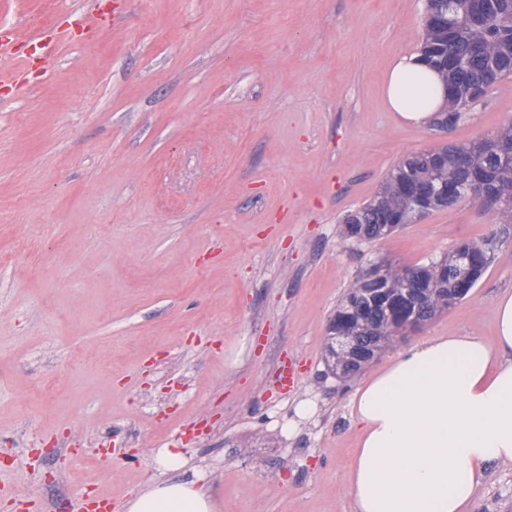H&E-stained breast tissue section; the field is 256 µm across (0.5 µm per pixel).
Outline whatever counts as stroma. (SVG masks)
<instances>
[{"instance_id": "1", "label": "stroma", "mask_w": 512, "mask_h": 512, "mask_svg": "<svg viewBox=\"0 0 512 512\" xmlns=\"http://www.w3.org/2000/svg\"><path fill=\"white\" fill-rule=\"evenodd\" d=\"M45 0L0 25L49 34ZM54 70L0 88V483L59 512L124 501L178 448L217 512H352L358 377L332 373L330 316L371 260L440 258L490 235L485 274L364 369L433 336L495 337L512 224L463 202L371 242L342 217L403 158L494 136L512 76L448 129L398 120L383 86L419 48L424 0H98ZM307 361L276 387L282 360ZM320 411L296 434L298 400ZM472 512H512V466ZM116 503L110 496L93 493L89 490L83 494L77 502L79 512H112L115 511Z\"/></svg>"}]
</instances>
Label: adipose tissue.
Segmentation results:
<instances>
[{"mask_svg":"<svg viewBox=\"0 0 512 512\" xmlns=\"http://www.w3.org/2000/svg\"><path fill=\"white\" fill-rule=\"evenodd\" d=\"M447 90L421 52L385 80L388 111L429 121ZM497 336H434L399 352L352 395L358 446L346 475L353 512H469L490 470L512 465V292L496 302ZM194 480H151L123 512H215Z\"/></svg>","mask_w":512,"mask_h":512,"instance_id":"obj_1","label":"adipose tissue"}]
</instances>
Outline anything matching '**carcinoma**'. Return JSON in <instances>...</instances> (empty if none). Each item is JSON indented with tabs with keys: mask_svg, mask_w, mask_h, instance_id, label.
<instances>
[{
	"mask_svg": "<svg viewBox=\"0 0 512 512\" xmlns=\"http://www.w3.org/2000/svg\"><path fill=\"white\" fill-rule=\"evenodd\" d=\"M469 0H426L421 50L448 85L439 129L458 122L463 110L494 84L512 75V0H484L476 14ZM504 206L512 213V121L495 136L468 146L443 145L407 157L390 172L369 202L348 212L344 233L372 241L412 224L433 210L462 202ZM496 241H463L429 264L401 266L374 261L348 289L329 326L352 337L350 351L327 343L328 367L348 377L360 372L396 336L409 318L425 323L468 295L461 275L475 287L488 268ZM472 254L465 267L460 255Z\"/></svg>",
	"mask_w": 512,
	"mask_h": 512,
	"instance_id": "cac0c4a2",
	"label": "carcinoma"
}]
</instances>
